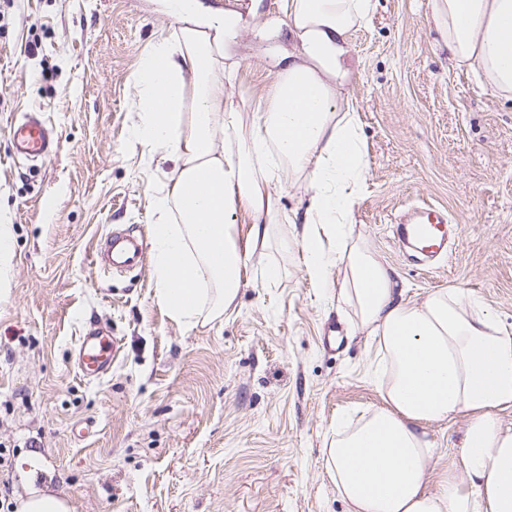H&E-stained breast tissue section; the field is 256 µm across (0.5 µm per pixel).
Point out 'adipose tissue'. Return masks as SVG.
<instances>
[{
    "instance_id": "ef3b65f1",
    "label": "adipose tissue",
    "mask_w": 512,
    "mask_h": 512,
    "mask_svg": "<svg viewBox=\"0 0 512 512\" xmlns=\"http://www.w3.org/2000/svg\"><path fill=\"white\" fill-rule=\"evenodd\" d=\"M373 8L372 0H285L299 48L267 95L249 103L225 93L240 66L238 17L168 0L177 32L154 43L135 77L134 136L174 164L152 202L156 298L193 326L228 310L247 272L278 282L280 266L263 259L279 219L269 187H306L302 222L279 245L302 252L310 282L335 288L377 347L370 368L381 405L341 419L325 450L338 495L350 512H512V424L502 418L512 408V328L461 288L405 299L355 229L365 164L347 59ZM430 11L452 64L512 100V0H430ZM240 213L249 220L243 244ZM461 416L456 458L429 488L439 448L428 429Z\"/></svg>"
}]
</instances>
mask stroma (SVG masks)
<instances>
[{
    "label": "stroma",
    "mask_w": 512,
    "mask_h": 512,
    "mask_svg": "<svg viewBox=\"0 0 512 512\" xmlns=\"http://www.w3.org/2000/svg\"><path fill=\"white\" fill-rule=\"evenodd\" d=\"M240 34L232 98L265 95L293 47L256 25ZM177 25L162 0H0V212L12 275L0 300V512L31 489L70 512H347L324 450L337 419L379 405L375 344L351 310L311 285L299 253L270 250L283 274L247 278L234 308L188 327L155 296L152 263L93 261L118 229L149 243L153 196L173 168L135 143L134 74ZM349 95L367 173L355 221L406 299L462 288L512 326V102L457 70L428 0H374L351 38ZM43 113L59 137L37 164L14 159L9 130ZM447 208L448 255L412 260L393 226ZM121 340L107 375L75 365L79 336Z\"/></svg>",
    "instance_id": "35a3bbf8"
}]
</instances>
